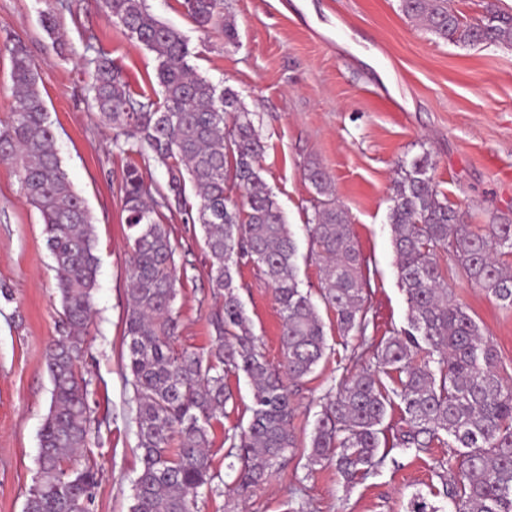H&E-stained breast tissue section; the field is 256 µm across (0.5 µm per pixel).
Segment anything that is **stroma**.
<instances>
[{
    "label": "stroma",
    "mask_w": 512,
    "mask_h": 512,
    "mask_svg": "<svg viewBox=\"0 0 512 512\" xmlns=\"http://www.w3.org/2000/svg\"><path fill=\"white\" fill-rule=\"evenodd\" d=\"M227 2L239 33L235 46L199 31L181 0H146V6L181 31L199 74L238 91L254 112L265 145L262 175L298 241V277L306 290H317L320 277L304 230L316 196L307 174L316 165L330 176L364 258L373 337L382 339L407 324L388 221L402 161L429 155L431 177L467 223L512 224V47L437 39L402 15L399 0ZM50 7L59 8L65 27L61 50L42 27L41 14ZM9 36L24 42L43 72L59 154L96 227L95 316L79 368L92 381L100 431L77 462L97 472L95 512H130L141 461L133 390L123 368L130 252L118 182L127 159L113 151L111 129L91 110L82 54L92 42L121 67L134 92L154 82L155 56L129 40L94 0H0V120L14 100L3 46ZM170 225L189 262L175 305L173 347L205 352L214 345L208 318L217 302L201 234L177 217ZM237 282L267 360L279 364L281 318L267 277L244 266ZM55 284L43 219L22 195L18 167L0 162V287L12 293L11 300L0 298V512H23L36 476L52 389L46 352L59 335ZM448 288L496 345L503 375L512 377V309L459 276ZM321 315L329 350L292 393L299 449L245 499L201 488L200 512H289L297 501L305 512H404L416 492L446 512L441 465L455 454L451 445L436 443L416 455L393 449L388 461L352 484L334 467L307 469L315 416L346 356L333 312ZM227 385L234 408L215 426L211 447L213 468L221 473L228 464L224 431L248 421L252 398L246 379L231 377Z\"/></svg>",
    "instance_id": "1"
}]
</instances>
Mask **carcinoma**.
<instances>
[{
    "label": "carcinoma",
    "mask_w": 512,
    "mask_h": 512,
    "mask_svg": "<svg viewBox=\"0 0 512 512\" xmlns=\"http://www.w3.org/2000/svg\"><path fill=\"white\" fill-rule=\"evenodd\" d=\"M124 34L155 54L156 85L131 92L123 71L92 44L84 68L91 107L112 129V148L129 158L119 192L126 212L131 257L124 341L126 381L133 388L141 468L132 481L131 512H198L199 490L213 471L211 430L227 415L226 384L243 375L252 386L247 426L224 434L225 489L244 498L297 447L289 385L312 375L329 349L319 305L334 312L336 329L355 344L337 384L325 394L311 435L306 468L333 466L353 482L382 465L380 435L388 412H401L395 447L425 451L440 433L461 451L445 495L454 512H512V383L500 357L466 307L448 293L451 255L458 272L512 309V224H468L428 175V155L398 168L388 220L396 267L408 304L407 327L378 343L369 326L362 255L327 173L309 169L320 198L305 224L321 269L317 296L301 288L298 245L262 176L263 144L239 93L198 75L182 33L152 15L145 0H97ZM203 32L237 44L234 15L224 0H182ZM401 13L439 39L463 45L512 46V17L488 8L481 23L457 14L448 0H399ZM11 57L14 105L0 121V161L20 165L21 192L42 215L57 272L61 336L46 359L53 389L40 431L28 512H93L97 474L66 461L87 447L96 424L90 380L79 371L90 324L100 257L95 225L74 190L56 148V134L40 86L43 75L21 41L5 44ZM145 166L166 169L165 184L143 180ZM244 193L240 205L232 192ZM195 197L198 203L191 202ZM202 231L206 276L219 306L209 317L215 346L176 352L171 340L182 243L170 218ZM252 264L267 276L281 315L282 361H267L245 311L236 277ZM178 447L171 448L173 440ZM405 512H439L421 494Z\"/></svg>",
    "instance_id": "carcinoma-1"
}]
</instances>
